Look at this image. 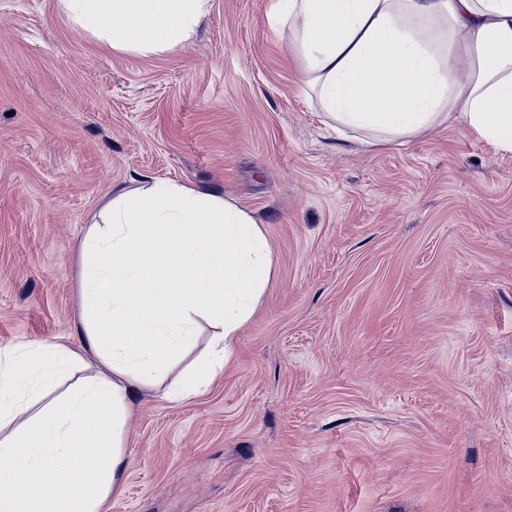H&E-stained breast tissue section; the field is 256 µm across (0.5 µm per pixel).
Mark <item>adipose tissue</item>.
Returning <instances> with one entry per match:
<instances>
[{
  "mask_svg": "<svg viewBox=\"0 0 512 512\" xmlns=\"http://www.w3.org/2000/svg\"><path fill=\"white\" fill-rule=\"evenodd\" d=\"M57 3L110 48L148 53L186 45L206 0ZM274 20L338 133L404 144L457 123L512 154V0H278ZM77 268L76 346L0 349V512H101L128 468L138 395L207 390L257 312L273 258L248 211L157 181L113 193Z\"/></svg>",
  "mask_w": 512,
  "mask_h": 512,
  "instance_id": "obj_1",
  "label": "adipose tissue"
}]
</instances>
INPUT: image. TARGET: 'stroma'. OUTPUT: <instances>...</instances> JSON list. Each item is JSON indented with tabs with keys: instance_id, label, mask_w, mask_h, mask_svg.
Listing matches in <instances>:
<instances>
[{
	"instance_id": "stroma-1",
	"label": "stroma",
	"mask_w": 512,
	"mask_h": 512,
	"mask_svg": "<svg viewBox=\"0 0 512 512\" xmlns=\"http://www.w3.org/2000/svg\"><path fill=\"white\" fill-rule=\"evenodd\" d=\"M276 7L209 0L137 53L0 0V348L76 345L111 190L191 183L255 217L274 276L210 389L137 398L106 512H512V155L338 138Z\"/></svg>"
}]
</instances>
